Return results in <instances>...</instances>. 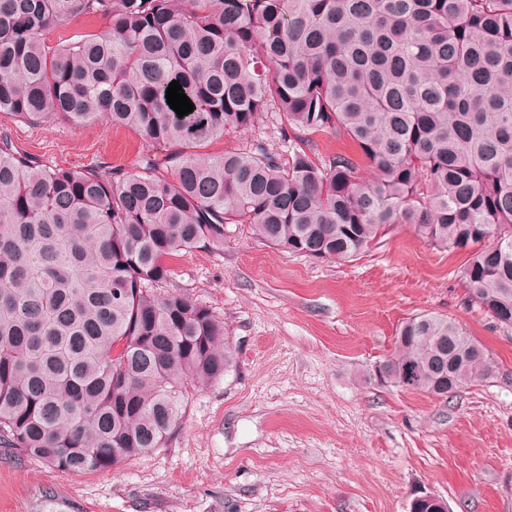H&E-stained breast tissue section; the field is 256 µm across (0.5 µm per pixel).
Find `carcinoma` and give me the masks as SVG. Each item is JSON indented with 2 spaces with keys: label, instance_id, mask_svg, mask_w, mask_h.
Returning <instances> with one entry per match:
<instances>
[{
  "label": "carcinoma",
  "instance_id": "obj_1",
  "mask_svg": "<svg viewBox=\"0 0 512 512\" xmlns=\"http://www.w3.org/2000/svg\"><path fill=\"white\" fill-rule=\"evenodd\" d=\"M108 28L49 45L64 21ZM177 80L194 104L167 103ZM283 115L287 160L259 140ZM0 112L96 122L167 147L131 168L50 167L0 138V447L65 474L166 446L187 390L231 372L224 321L172 261L249 224L277 250L349 260L408 224L469 250L468 301L512 326V0H0ZM357 149L321 162L314 136ZM385 383L448 397L493 372L432 313Z\"/></svg>",
  "mask_w": 512,
  "mask_h": 512
}]
</instances>
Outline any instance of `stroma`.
Listing matches in <instances>:
<instances>
[{
    "mask_svg": "<svg viewBox=\"0 0 512 512\" xmlns=\"http://www.w3.org/2000/svg\"><path fill=\"white\" fill-rule=\"evenodd\" d=\"M4 133L62 168L165 153L102 123L2 112ZM468 258L407 224L349 261L281 252L231 225L222 250L175 259L169 287L223 319L234 369L190 390L165 447L107 471L66 475L0 447V512H409L420 492L449 512H512V327L469 305ZM419 313L455 321L492 376L446 399L370 379Z\"/></svg>",
    "mask_w": 512,
    "mask_h": 512,
    "instance_id": "obj_1",
    "label": "stroma"
}]
</instances>
